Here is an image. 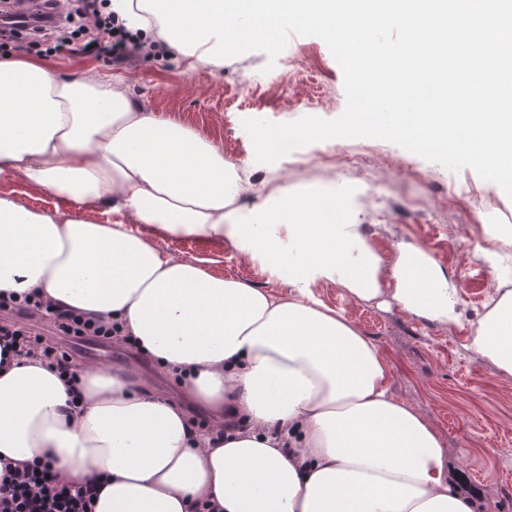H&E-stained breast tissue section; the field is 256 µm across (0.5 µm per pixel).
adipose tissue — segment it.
<instances>
[{
    "instance_id": "obj_1",
    "label": "adipose tissue",
    "mask_w": 512,
    "mask_h": 512,
    "mask_svg": "<svg viewBox=\"0 0 512 512\" xmlns=\"http://www.w3.org/2000/svg\"><path fill=\"white\" fill-rule=\"evenodd\" d=\"M0 176L60 200L34 210L0 195V292L32 295L117 325L138 355L176 375L208 432L131 365L79 369L76 391L21 356L0 361V474L51 463L57 479L104 487L91 512H474L434 421L391 391L369 336L312 292L334 282L370 301L448 322L458 285L423 250L393 266L348 204L283 192L252 207L235 164L193 129L147 111L126 79L65 80L33 58L0 59ZM116 214L105 223L100 209ZM225 238L276 295L209 273L151 236ZM481 252L509 288L471 350L512 376V270L492 228ZM246 427L223 437L225 415Z\"/></svg>"
}]
</instances>
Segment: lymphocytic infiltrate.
<instances>
[{
	"label": "lymphocytic infiltrate",
	"instance_id": "obj_1",
	"mask_svg": "<svg viewBox=\"0 0 512 512\" xmlns=\"http://www.w3.org/2000/svg\"><path fill=\"white\" fill-rule=\"evenodd\" d=\"M69 2L65 12L60 11L59 0H42L39 8L30 12L24 0H10L8 7L0 10V24L10 27L15 42L35 39L55 54L79 55L97 49L116 62L139 54L140 45L117 17L102 13L100 0ZM0 311L5 314L0 320V340L18 348L24 356L52 360L60 376L75 378L77 365L72 354L27 326V319L33 316L28 300L1 295ZM41 319L60 336H90L101 341L115 337L112 326L93 322L72 310L49 308ZM97 492L92 483H59L49 465L27 467L22 473L0 478V512H88Z\"/></svg>",
	"mask_w": 512,
	"mask_h": 512
}]
</instances>
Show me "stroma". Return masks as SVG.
<instances>
[{"instance_id":"35a3bbf8","label":"stroma","mask_w":512,"mask_h":512,"mask_svg":"<svg viewBox=\"0 0 512 512\" xmlns=\"http://www.w3.org/2000/svg\"><path fill=\"white\" fill-rule=\"evenodd\" d=\"M25 53L57 66L66 78L131 79L147 110L189 126L244 170L253 187L251 202L311 184L339 189L372 184L373 196L356 204L369 244L390 261L399 244L424 248L460 285L454 323L429 320L393 304L356 302L332 282L318 283L313 292L376 343L388 362L395 396L434 420L444 448L452 452L453 470L475 494V512H512V377L499 375L467 348L472 326L485 315L498 288L490 268L469 245L486 240V225H512L511 198L484 185L472 169L454 172L380 139L318 141L301 148V163H257L243 119L332 120L345 109L343 72L316 36L289 40L273 60L260 51L226 59L220 72H186L141 56L115 63L95 56L49 55L41 45L27 46ZM364 149L370 150L371 162L352 173L311 163L320 152ZM473 188L493 196L497 208L472 212L467 193ZM154 243L190 259H205L212 273L280 294L289 290L288 283L270 279L257 263L242 261L228 240L158 236Z\"/></svg>"}]
</instances>
